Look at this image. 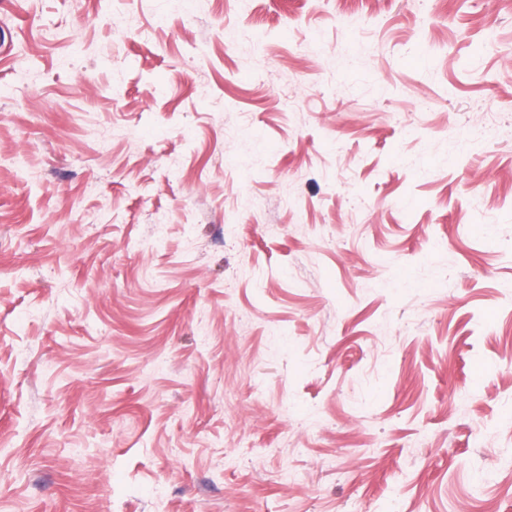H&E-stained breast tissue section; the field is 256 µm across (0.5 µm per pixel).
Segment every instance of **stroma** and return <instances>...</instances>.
<instances>
[{"instance_id": "1", "label": "stroma", "mask_w": 512, "mask_h": 512, "mask_svg": "<svg viewBox=\"0 0 512 512\" xmlns=\"http://www.w3.org/2000/svg\"><path fill=\"white\" fill-rule=\"evenodd\" d=\"M0 33V512H512V0ZM467 138L474 140L478 146L496 140L499 137V127L495 120L488 115H476L466 132Z\"/></svg>"}]
</instances>
